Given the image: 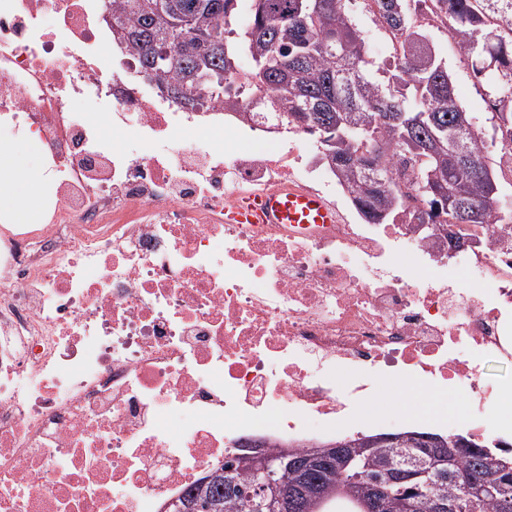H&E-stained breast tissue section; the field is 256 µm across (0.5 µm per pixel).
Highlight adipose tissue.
Listing matches in <instances>:
<instances>
[{
  "instance_id": "obj_1",
  "label": "adipose tissue",
  "mask_w": 512,
  "mask_h": 512,
  "mask_svg": "<svg viewBox=\"0 0 512 512\" xmlns=\"http://www.w3.org/2000/svg\"><path fill=\"white\" fill-rule=\"evenodd\" d=\"M39 148L33 135L19 144L0 147V222L35 223L47 178L41 168L27 166L23 157Z\"/></svg>"
}]
</instances>
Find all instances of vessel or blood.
<instances>
[{
    "label": "vessel or blood",
    "mask_w": 512,
    "mask_h": 512,
    "mask_svg": "<svg viewBox=\"0 0 512 512\" xmlns=\"http://www.w3.org/2000/svg\"><path fill=\"white\" fill-rule=\"evenodd\" d=\"M234 218L256 224H332L336 211L319 196L284 187L245 201Z\"/></svg>",
    "instance_id": "b4317fda"
}]
</instances>
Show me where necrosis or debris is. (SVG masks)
<instances>
[{"instance_id":"necrosis-or-debris-1","label":"necrosis or debris","mask_w":512,"mask_h":512,"mask_svg":"<svg viewBox=\"0 0 512 512\" xmlns=\"http://www.w3.org/2000/svg\"><path fill=\"white\" fill-rule=\"evenodd\" d=\"M111 44L98 0H0V112L36 127L59 197L0 228V512H167L245 446L383 427L362 408L385 379L461 394L433 425L512 446V387L484 376L512 362V225L228 223L336 185L258 116L215 145Z\"/></svg>"}]
</instances>
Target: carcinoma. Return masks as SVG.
<instances>
[{"mask_svg":"<svg viewBox=\"0 0 512 512\" xmlns=\"http://www.w3.org/2000/svg\"><path fill=\"white\" fill-rule=\"evenodd\" d=\"M112 39L129 46L140 74L185 111L208 97L225 109L259 108L318 139L321 159L367 224L466 223L482 210L483 224H512V195L486 161L483 125L455 98L448 66L419 16L448 17V33L491 89L493 112L507 118L496 144L512 146V0H370L368 8L393 60L371 54L353 20L349 0H105ZM466 135L472 162L460 164L448 133ZM396 172L404 179L390 182ZM464 435L446 436L455 451L432 469V484L418 495L416 512H435L434 501H456L462 512H512V489L494 485L492 459L508 458L483 444L458 448ZM399 444L378 446L370 469L342 478L323 469L308 473L330 481L332 495L309 512H370V482L400 459ZM184 493L196 512H253L234 487L249 482L232 456ZM407 496L382 498L375 512H409Z\"/></svg>","mask_w":512,"mask_h":512,"instance_id":"carcinoma-1","label":"carcinoma"}]
</instances>
